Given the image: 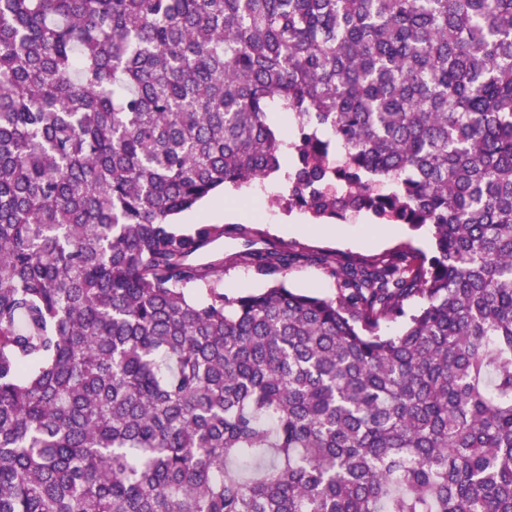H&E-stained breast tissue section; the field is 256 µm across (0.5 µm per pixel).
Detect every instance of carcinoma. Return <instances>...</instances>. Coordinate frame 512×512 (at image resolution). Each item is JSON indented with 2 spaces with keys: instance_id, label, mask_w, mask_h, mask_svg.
<instances>
[{
  "instance_id": "obj_1",
  "label": "carcinoma",
  "mask_w": 512,
  "mask_h": 512,
  "mask_svg": "<svg viewBox=\"0 0 512 512\" xmlns=\"http://www.w3.org/2000/svg\"><path fill=\"white\" fill-rule=\"evenodd\" d=\"M275 173L431 253L173 224ZM0 512H512V0H0ZM244 240L232 237H224L210 245L208 250L202 254L201 261H209L216 257H224V293L231 295H242L257 292L270 285V281L258 275L254 268L245 264H236L230 261L234 253L244 249Z\"/></svg>"
}]
</instances>
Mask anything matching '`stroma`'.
Listing matches in <instances>:
<instances>
[{"mask_svg":"<svg viewBox=\"0 0 512 512\" xmlns=\"http://www.w3.org/2000/svg\"><path fill=\"white\" fill-rule=\"evenodd\" d=\"M266 199L255 198L251 189L236 191L233 197L222 201L208 198L192 211L181 215L184 225L210 223L234 226L244 224L258 229L261 243L288 244L299 258L292 263L285 276L289 288L312 291L326 297H335L338 283L331 278L320 261L321 255L330 254L338 260L348 258H389L405 246L428 252L429 243L425 231L400 226L399 232L383 242L358 246L329 238L322 233L324 224L313 219L303 209L288 207L283 198L288 193L279 176H271L264 182ZM242 240L227 237L210 245L204 260L227 258L224 274V291L229 295H242L268 287L269 281L258 275L254 268L233 263L234 253L242 250Z\"/></svg>","mask_w":512,"mask_h":512,"instance_id":"obj_1","label":"stroma"}]
</instances>
